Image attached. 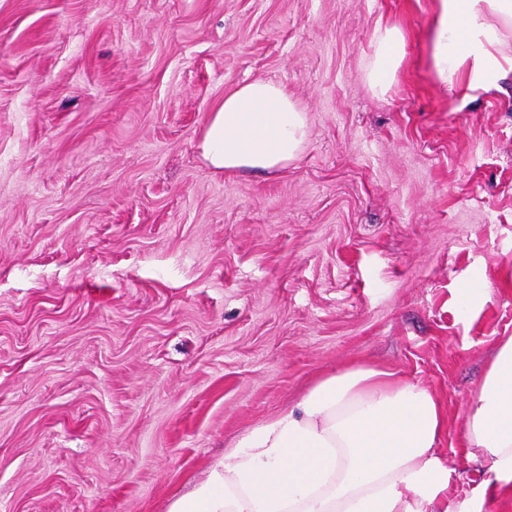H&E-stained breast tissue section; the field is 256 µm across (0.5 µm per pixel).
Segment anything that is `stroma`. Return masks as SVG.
Wrapping results in <instances>:
<instances>
[{"label": "stroma", "instance_id": "35a3bbf8", "mask_svg": "<svg viewBox=\"0 0 512 512\" xmlns=\"http://www.w3.org/2000/svg\"><path fill=\"white\" fill-rule=\"evenodd\" d=\"M436 6L0 0V512H168L354 361L440 399L454 504L487 479L461 434L512 336V72L441 88ZM255 78L307 138L214 174L200 128ZM371 40L374 54L368 67V82L374 92L385 94L405 57L406 38L397 26L378 22Z\"/></svg>", "mask_w": 512, "mask_h": 512}]
</instances>
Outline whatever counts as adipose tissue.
Returning a JSON list of instances; mask_svg holds the SVG:
<instances>
[{"label":"adipose tissue","mask_w":512,"mask_h":512,"mask_svg":"<svg viewBox=\"0 0 512 512\" xmlns=\"http://www.w3.org/2000/svg\"><path fill=\"white\" fill-rule=\"evenodd\" d=\"M512 0H438L430 63L441 85L490 88L512 56ZM368 82L386 93L405 57L400 28L376 24ZM307 118L279 85L238 86L208 112L199 149L213 173L277 171L293 161ZM445 413L425 387L353 363L317 380L297 405L242 433L206 478L168 512H484L512 492V336L502 342L469 406L462 439L489 474L479 494L448 506L452 471L439 451Z\"/></svg>","instance_id":"ef3b65f1"}]
</instances>
